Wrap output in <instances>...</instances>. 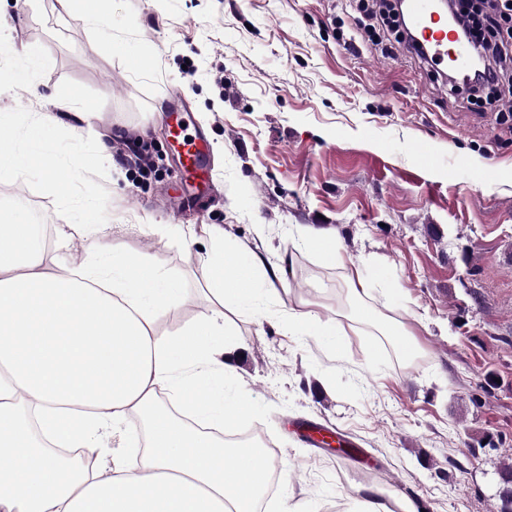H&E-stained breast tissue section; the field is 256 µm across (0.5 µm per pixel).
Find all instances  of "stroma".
<instances>
[{
    "instance_id": "35a3bbf8",
    "label": "stroma",
    "mask_w": 512,
    "mask_h": 512,
    "mask_svg": "<svg viewBox=\"0 0 512 512\" xmlns=\"http://www.w3.org/2000/svg\"><path fill=\"white\" fill-rule=\"evenodd\" d=\"M110 19L149 67L113 52L65 0H0L11 35L0 68L38 45L43 91L77 93L88 112L57 146L61 161L82 162L67 199L30 172L0 183V212L43 211L49 255L68 264L91 254L70 215L96 200L107 240L181 283L154 324L161 336L217 308L199 271L206 225L283 266L276 293L232 315L244 348L231 362L259 408L245 428L287 470L296 512H348L371 486L389 512L400 499L421 512H498L512 464V130L406 49L346 48L362 34L354 0H112ZM172 100L206 137L195 203L176 192L188 181L165 135ZM91 132L148 146L156 175L137 180L91 156ZM422 147L437 149L439 168L419 163ZM306 226L335 234L344 265L304 245ZM355 270L369 281L365 304L408 330L416 357L337 308ZM294 311L336 320L342 352L278 333ZM299 421L355 454L302 444Z\"/></svg>"
}]
</instances>
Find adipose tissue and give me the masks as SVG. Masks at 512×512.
I'll use <instances>...</instances> for the list:
<instances>
[{
    "label": "adipose tissue",
    "instance_id": "ef3b65f1",
    "mask_svg": "<svg viewBox=\"0 0 512 512\" xmlns=\"http://www.w3.org/2000/svg\"><path fill=\"white\" fill-rule=\"evenodd\" d=\"M48 61L34 45L9 71L17 94L39 96ZM44 96V95H41ZM19 141L0 146V181L26 173L41 159L69 182L55 153L60 110H78L75 95L44 96ZM218 250L203 267L220 308L177 335L160 336L155 319L180 290L145 255L94 241V266H49L33 225L0 223V512H260L272 473L266 448L232 441L257 415L230 356L239 348L228 310L251 309L275 290L270 272L242 243L208 229ZM287 331L331 350L340 328L310 312L288 316ZM169 393L178 411L160 406ZM36 406L31 427L18 404ZM136 416L146 450L129 468L119 449ZM119 446L89 471L55 447L99 450L104 436Z\"/></svg>",
    "mask_w": 512,
    "mask_h": 512
}]
</instances>
